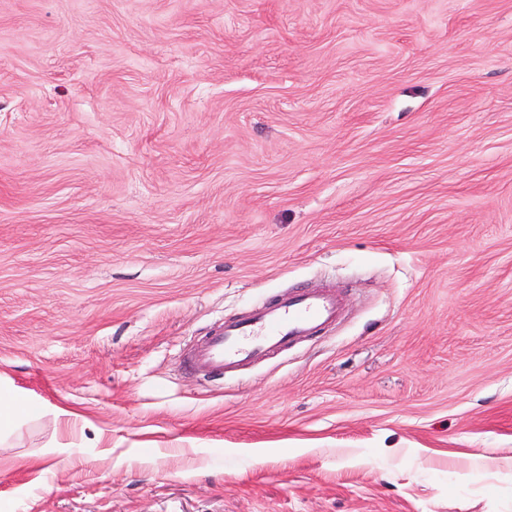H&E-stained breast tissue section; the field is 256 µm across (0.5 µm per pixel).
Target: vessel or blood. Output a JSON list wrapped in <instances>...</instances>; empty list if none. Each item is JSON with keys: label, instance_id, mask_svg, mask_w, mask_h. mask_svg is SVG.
<instances>
[{"label": "vessel or blood", "instance_id": "vessel-or-blood-1", "mask_svg": "<svg viewBox=\"0 0 512 512\" xmlns=\"http://www.w3.org/2000/svg\"><path fill=\"white\" fill-rule=\"evenodd\" d=\"M342 303L329 287L284 293L244 316L214 326L190 352L188 365L230 376L335 324Z\"/></svg>", "mask_w": 512, "mask_h": 512}]
</instances>
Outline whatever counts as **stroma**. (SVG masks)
<instances>
[{
    "label": "stroma",
    "mask_w": 512,
    "mask_h": 512,
    "mask_svg": "<svg viewBox=\"0 0 512 512\" xmlns=\"http://www.w3.org/2000/svg\"><path fill=\"white\" fill-rule=\"evenodd\" d=\"M0 391V512H512V0H0ZM332 286L284 293L244 316L214 326L190 352L188 366L224 379L336 323L342 303ZM24 410L21 402L13 396H2L0 395V423L1 441L3 437L10 433L15 425L17 416L21 411ZM3 425V430H2Z\"/></svg>",
    "instance_id": "35a3bbf8"
}]
</instances>
